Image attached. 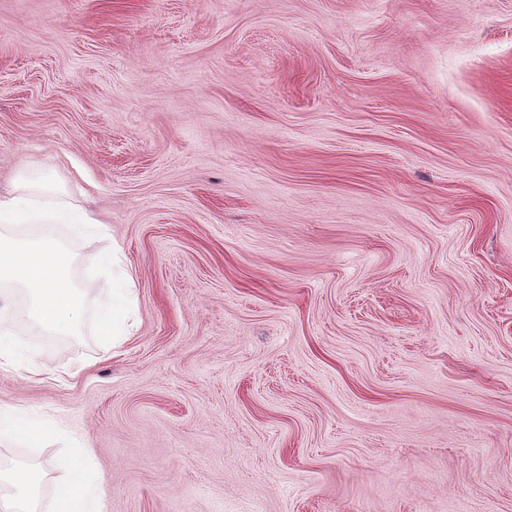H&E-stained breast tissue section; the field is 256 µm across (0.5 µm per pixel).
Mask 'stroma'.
Masks as SVG:
<instances>
[{
    "instance_id": "35a3bbf8",
    "label": "stroma",
    "mask_w": 512,
    "mask_h": 512,
    "mask_svg": "<svg viewBox=\"0 0 512 512\" xmlns=\"http://www.w3.org/2000/svg\"><path fill=\"white\" fill-rule=\"evenodd\" d=\"M137 325L32 326L0 469L101 512H512V0H0V192ZM58 465L69 472L70 479L58 486L46 511L100 512L102 485L86 477L84 457L63 455L58 459Z\"/></svg>"
}]
</instances>
